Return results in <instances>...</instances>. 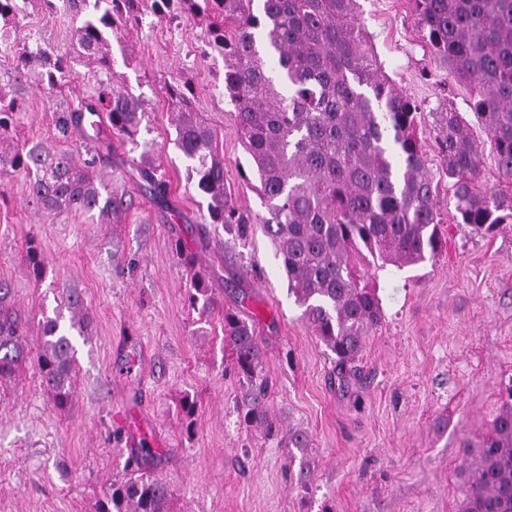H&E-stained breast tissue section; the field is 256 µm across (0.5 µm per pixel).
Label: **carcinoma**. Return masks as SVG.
Masks as SVG:
<instances>
[{
    "mask_svg": "<svg viewBox=\"0 0 512 512\" xmlns=\"http://www.w3.org/2000/svg\"><path fill=\"white\" fill-rule=\"evenodd\" d=\"M80 17L71 49L58 55L39 43L10 42L21 28L17 0H0V46L15 52L18 68H40L41 80L56 90L76 77L73 62L103 75L94 101L57 118L64 133L89 124L99 141L96 118L112 133L138 146L147 112L143 94L114 82L112 43L124 62L133 50L122 36L145 20L168 23L191 17L207 29L205 56L224 59V96L234 107L240 140L257 177L266 213L257 219L239 208L225 183L224 156L208 123L196 112L186 80L166 84L175 126L174 144L187 162L188 179L207 200L208 220L243 241L259 222L271 238L290 294L301 317L334 355L341 385L349 383L363 339L381 325L384 313L366 265L381 261L398 268L435 259L448 244L438 183L428 169L418 135L421 105L396 87L378 62L358 14L357 0H64ZM414 23L431 56L453 81L470 91V107L486 134L499 175L512 179V0H408ZM19 101L0 87V180L23 174L29 203L56 214H117L122 198L98 187L74 167L67 152L39 144L5 146ZM435 143L455 202L456 224L474 236H491L512 223V194L481 183L479 145L471 128L448 101L432 110ZM140 178L158 198L169 183L147 159ZM175 252L189 269L188 307L203 317L216 307L210 276L181 242ZM34 279L42 277L40 243L32 237L22 257ZM62 316L39 322L42 345L33 356L25 323L0 288V381L33 364L54 409L64 412L76 374L73 336L89 323L81 296L69 291ZM224 342L243 392L240 420L280 437L288 448L285 468L298 467L297 486L309 488V434H281L270 419L264 351L252 323L224 310ZM506 403L478 445L471 464L462 512H512V386ZM187 436L195 433L197 400L180 401ZM154 454L144 446L128 458L125 477L112 482L95 512H169L168 486L141 474Z\"/></svg>",
    "mask_w": 512,
    "mask_h": 512,
    "instance_id": "obj_1",
    "label": "carcinoma"
}]
</instances>
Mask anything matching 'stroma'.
I'll list each match as a JSON object with an SVG mask.
<instances>
[{
  "label": "stroma",
  "mask_w": 512,
  "mask_h": 512,
  "mask_svg": "<svg viewBox=\"0 0 512 512\" xmlns=\"http://www.w3.org/2000/svg\"><path fill=\"white\" fill-rule=\"evenodd\" d=\"M17 4L18 40L67 53L79 24L72 12L47 10L42 0ZM359 11L385 73L423 107L419 133L451 230L436 260L371 266L385 320L366 336L352 384H332L333 357L303 321L262 225L248 242L235 239L209 223L205 199L187 181L165 94L179 76L193 82L236 204L265 212L224 99L223 59L201 54L206 32L193 19L143 23L127 33L133 64L116 70L150 102L142 139L170 185L166 201L144 188L139 152L109 132L92 173L124 197L116 220L34 211L21 176L0 193V286L29 320V348L38 349L39 323L66 290L80 294L91 320L88 336L76 342L67 411L54 409L34 367L0 382V512H93L123 477L134 432L155 443L143 470L168 486L170 512H318L324 503L333 512H459L474 447L512 383V224L492 238L453 227L431 111L446 94L456 111L470 114V93L461 85L443 91L445 71L406 0H359ZM1 85L24 107L15 142L70 152L84 167L80 131L61 134L56 119L80 107L93 80L80 76L51 92L37 75H18L12 53L0 51ZM32 237L44 257L38 281L22 261ZM178 240L210 274L219 306L208 316L187 306ZM228 308L256 323L272 418L312 439L310 493L289 481L287 449L239 421L240 383L224 345ZM130 363L133 374H124ZM186 394L197 400L191 437L179 410Z\"/></svg>",
  "instance_id": "35a3bbf8"
}]
</instances>
